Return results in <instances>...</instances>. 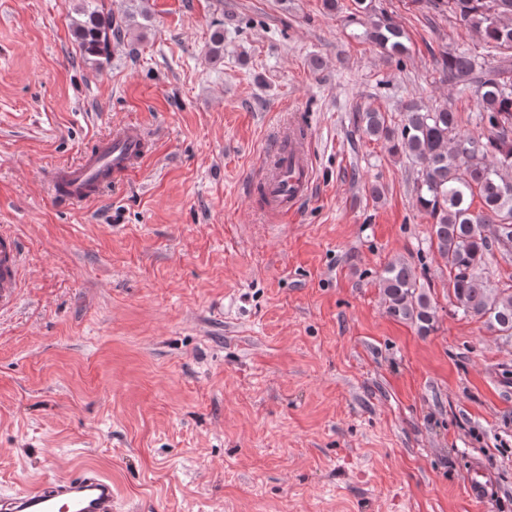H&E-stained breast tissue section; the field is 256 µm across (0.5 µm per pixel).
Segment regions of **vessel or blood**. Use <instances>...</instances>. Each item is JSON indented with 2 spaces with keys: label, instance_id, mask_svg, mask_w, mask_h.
<instances>
[{
  "label": "vessel or blood",
  "instance_id": "b4317fda",
  "mask_svg": "<svg viewBox=\"0 0 512 512\" xmlns=\"http://www.w3.org/2000/svg\"><path fill=\"white\" fill-rule=\"evenodd\" d=\"M147 152V141L136 127L122 129L97 142L77 164L54 170L56 196L63 201H86L101 186V173L126 175ZM315 152L305 125L294 122L288 129V150L276 153L260 179L268 204L275 213L290 215L309 199L314 182ZM22 286L21 245L18 236L0 231V311L17 299ZM489 474L475 467L466 485L468 496L483 501ZM0 512H114L112 481L97 470L86 468L70 477L30 489L0 494Z\"/></svg>",
  "mask_w": 512,
  "mask_h": 512
}]
</instances>
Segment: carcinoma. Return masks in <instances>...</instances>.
<instances>
[{
    "mask_svg": "<svg viewBox=\"0 0 512 512\" xmlns=\"http://www.w3.org/2000/svg\"><path fill=\"white\" fill-rule=\"evenodd\" d=\"M439 12L453 13L476 33L484 53L456 49L445 55L443 78L459 90H474L477 124L484 137L460 132L452 107L428 108L416 100L403 108L399 123L386 113L367 107L357 114L362 133L384 141L390 153L417 167L416 207L431 219V244L446 259L448 290L455 312L477 318L494 331L512 335V287L491 288L480 273L486 252L496 246L512 260V0H414ZM366 14H374L365 30L367 39L397 62L408 53L403 29L386 13H375L372 0H353ZM72 32L84 59L96 64L109 60L112 42L126 36L122 21L105 9L104 0H82ZM494 58V65L486 57ZM209 58H224V30L211 37ZM480 211L471 210L474 198ZM379 286L387 312L408 321L419 332H431L437 308L405 263H391Z\"/></svg>",
    "mask_w": 512,
    "mask_h": 512,
    "instance_id": "obj_1",
    "label": "carcinoma"
}]
</instances>
